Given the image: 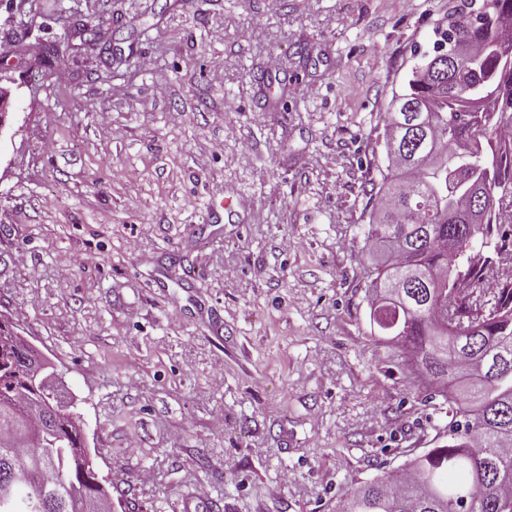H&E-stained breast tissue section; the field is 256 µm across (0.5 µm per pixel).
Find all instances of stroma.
I'll return each instance as SVG.
<instances>
[{
  "mask_svg": "<svg viewBox=\"0 0 512 512\" xmlns=\"http://www.w3.org/2000/svg\"><path fill=\"white\" fill-rule=\"evenodd\" d=\"M451 3L0 0V324L55 364L112 512H336L447 443L370 327L364 229Z\"/></svg>",
  "mask_w": 512,
  "mask_h": 512,
  "instance_id": "1",
  "label": "stroma"
}]
</instances>
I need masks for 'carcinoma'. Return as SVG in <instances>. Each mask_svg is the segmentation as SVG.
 Here are the masks:
<instances>
[{
  "instance_id": "obj_1",
  "label": "carcinoma",
  "mask_w": 512,
  "mask_h": 512,
  "mask_svg": "<svg viewBox=\"0 0 512 512\" xmlns=\"http://www.w3.org/2000/svg\"><path fill=\"white\" fill-rule=\"evenodd\" d=\"M509 15L512 0H458L448 22L434 28L435 38H463L470 61L441 77L426 56L408 72L386 113V171L367 214V245L394 256L370 272V324L399 321L395 337L428 386L451 388L456 364L470 365L478 377L466 398L445 397L448 444L351 488L336 512H512V281L496 286L492 310L463 338L460 322L472 317L473 303L463 297L454 305L455 326L442 339L432 314L442 291L483 284L508 256L494 192L512 186V163H503L495 140L500 123L512 122V61L498 50L506 41L512 47V30L503 24ZM477 190L484 208L473 213ZM470 225L492 252L465 248L461 229ZM409 268L430 281L407 276ZM24 356L16 337L0 334V483L35 453L14 436L16 420L41 423ZM40 451L36 483L0 512H76L73 491L107 495L72 417L59 419Z\"/></svg>"
}]
</instances>
